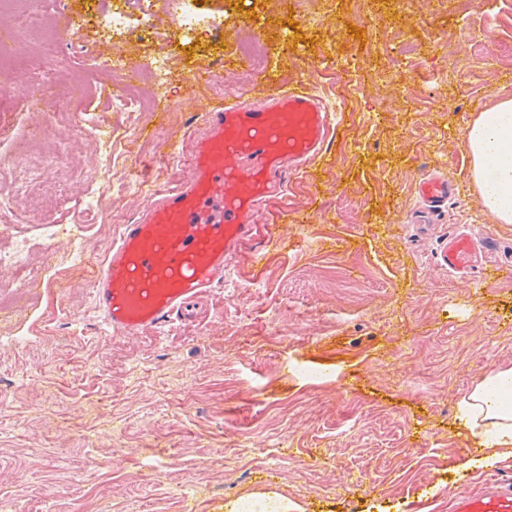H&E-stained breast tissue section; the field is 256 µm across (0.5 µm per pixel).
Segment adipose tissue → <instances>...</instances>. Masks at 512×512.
Masks as SVG:
<instances>
[{
	"instance_id": "obj_1",
	"label": "adipose tissue",
	"mask_w": 512,
	"mask_h": 512,
	"mask_svg": "<svg viewBox=\"0 0 512 512\" xmlns=\"http://www.w3.org/2000/svg\"><path fill=\"white\" fill-rule=\"evenodd\" d=\"M462 143L483 208L497 223L512 224V98L478 112ZM456 418L487 448L481 465L499 462L500 449L512 447V368L486 374L459 403Z\"/></svg>"
}]
</instances>
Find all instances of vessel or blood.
<instances>
[{
	"instance_id": "obj_1",
	"label": "vessel or blood",
	"mask_w": 512,
	"mask_h": 512,
	"mask_svg": "<svg viewBox=\"0 0 512 512\" xmlns=\"http://www.w3.org/2000/svg\"><path fill=\"white\" fill-rule=\"evenodd\" d=\"M335 115L305 81L260 98L225 96L206 114L204 134H191L186 175L155 191L141 216L124 225L91 284L97 311L116 338L159 336L165 326L199 317L197 306L227 275L242 247L260 258L267 207L319 154ZM456 188L442 172L417 183L420 220L442 221ZM491 237L460 231L441 242L439 267L467 276ZM452 512H512V481L491 479L475 493L450 492Z\"/></svg>"
}]
</instances>
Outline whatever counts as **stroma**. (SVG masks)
<instances>
[{"mask_svg":"<svg viewBox=\"0 0 512 512\" xmlns=\"http://www.w3.org/2000/svg\"><path fill=\"white\" fill-rule=\"evenodd\" d=\"M55 13L59 59L22 32V67L0 90V123L39 129L62 165L45 170L30 225V284L20 315L0 310V512H225L270 494L295 512H450L449 490L512 478V456L478 466L455 418L488 372L512 367V279L484 281L512 255V224L484 210L462 133L512 97V41L487 52L491 4L458 0H199L221 33L182 31L158 11L153 31L112 37L101 7ZM83 25L72 39L69 21ZM362 28L355 36L354 28ZM406 40L404 60L386 53ZM161 59L163 88L143 79L139 109L116 112L96 61ZM477 63L465 71L466 60ZM207 72V82L194 71ZM52 81L41 102L28 73ZM335 106V135L294 176L262 223V259L241 251L195 323L169 335L115 338L90 281L151 193L187 173L188 135L240 87L252 96L297 80ZM90 129L75 137L71 122ZM115 159L112 188L91 176ZM458 187L444 222L412 224L416 181L432 168ZM94 208L81 229L73 218ZM492 233L482 271L459 277L434 253L448 233ZM472 460L474 468L459 464Z\"/></svg>","mask_w":512,"mask_h":512,"instance_id":"1","label":"stroma"}]
</instances>
